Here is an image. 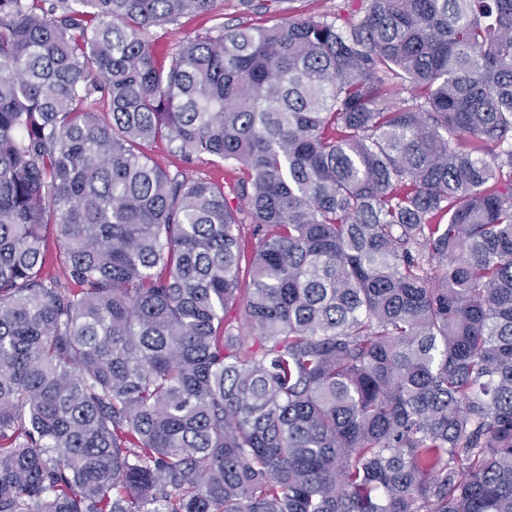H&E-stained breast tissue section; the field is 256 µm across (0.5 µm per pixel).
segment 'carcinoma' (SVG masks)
Segmentation results:
<instances>
[{"label":"carcinoma","instance_id":"obj_1","mask_svg":"<svg viewBox=\"0 0 512 512\" xmlns=\"http://www.w3.org/2000/svg\"><path fill=\"white\" fill-rule=\"evenodd\" d=\"M215 2L0 0V512H512V0ZM213 16H195L183 18L178 25L169 26L166 29L152 30L148 36L153 52L159 59H166L172 49L187 36H193L204 32L216 23L235 26L249 21L240 9L238 0H217ZM220 18L218 20H213Z\"/></svg>","mask_w":512,"mask_h":512}]
</instances>
